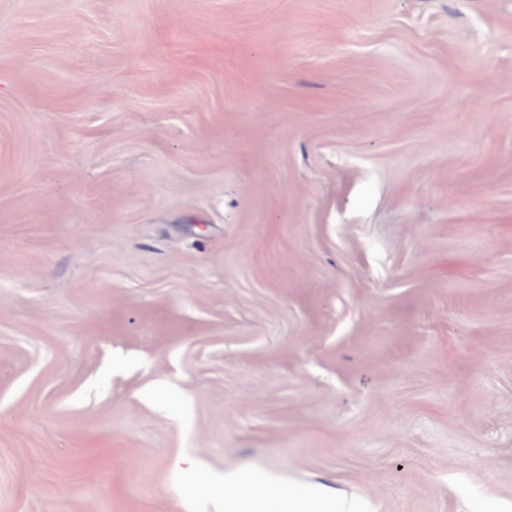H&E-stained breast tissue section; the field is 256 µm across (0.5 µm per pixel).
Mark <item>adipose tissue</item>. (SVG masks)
<instances>
[{
  "instance_id": "1",
  "label": "adipose tissue",
  "mask_w": 512,
  "mask_h": 512,
  "mask_svg": "<svg viewBox=\"0 0 512 512\" xmlns=\"http://www.w3.org/2000/svg\"><path fill=\"white\" fill-rule=\"evenodd\" d=\"M224 482L241 487L243 496L230 498L221 492H211L200 500L202 512H262L269 491H276L280 512H323L330 502L320 492L293 491L286 479L253 470H237L225 474Z\"/></svg>"
}]
</instances>
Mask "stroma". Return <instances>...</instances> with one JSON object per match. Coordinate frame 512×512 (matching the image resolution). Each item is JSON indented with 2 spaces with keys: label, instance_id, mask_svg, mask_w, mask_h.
Instances as JSON below:
<instances>
[{
  "label": "stroma",
  "instance_id": "obj_1",
  "mask_svg": "<svg viewBox=\"0 0 512 512\" xmlns=\"http://www.w3.org/2000/svg\"><path fill=\"white\" fill-rule=\"evenodd\" d=\"M240 469L512 512V0H0V512Z\"/></svg>",
  "mask_w": 512,
  "mask_h": 512
}]
</instances>
